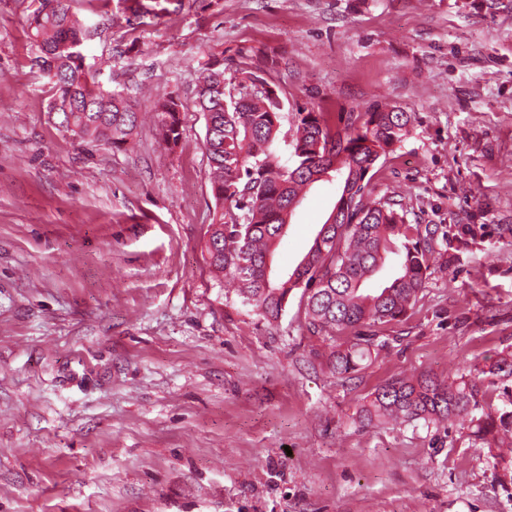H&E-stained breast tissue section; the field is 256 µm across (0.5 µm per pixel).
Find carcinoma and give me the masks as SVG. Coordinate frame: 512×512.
<instances>
[{
    "mask_svg": "<svg viewBox=\"0 0 512 512\" xmlns=\"http://www.w3.org/2000/svg\"><path fill=\"white\" fill-rule=\"evenodd\" d=\"M30 31L39 50L35 61L54 82L49 111L62 115L61 127L92 148L126 143L138 112L121 93L96 85L85 64L86 30L69 6L45 0ZM258 78L259 72L248 71L228 89L224 70L212 64L196 90L215 199L204 242L211 270L236 281L243 303L269 321L281 316L294 290L303 289L305 325L314 335L401 320L425 288L438 239L449 240L437 227L407 222L404 209L392 203L365 202L370 170L407 135L411 114L373 106L348 113L343 126L334 128L327 113L300 110L288 164L275 148L285 118L280 97L246 92ZM152 108L162 143L175 149L182 103L168 96L154 100ZM324 165L335 167L343 183L335 203L339 223L322 224L295 267L275 274L269 259L301 193L316 183L313 170ZM387 265L389 279L366 287ZM371 346V337L355 335L346 348L331 352V369L341 378L358 371ZM479 393V381L463 376L458 383L426 374L397 379L372 393L361 419L368 425L387 419L439 424L480 410L477 436L496 440L512 434V393L500 408L483 407Z\"/></svg>",
    "mask_w": 512,
    "mask_h": 512,
    "instance_id": "obj_1",
    "label": "carcinoma"
}]
</instances>
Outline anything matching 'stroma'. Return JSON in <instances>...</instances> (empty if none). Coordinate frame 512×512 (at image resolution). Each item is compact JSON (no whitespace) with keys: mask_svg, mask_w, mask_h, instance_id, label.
Instances as JSON below:
<instances>
[{"mask_svg":"<svg viewBox=\"0 0 512 512\" xmlns=\"http://www.w3.org/2000/svg\"><path fill=\"white\" fill-rule=\"evenodd\" d=\"M70 0L100 85L183 106L88 148L48 110L29 20L0 0V512H512V449L470 421L366 426L367 397L512 354V0ZM259 65L289 113H411L369 199L462 236L349 379L293 292L265 320L214 277L197 78ZM313 185L279 242L292 269L336 202ZM152 108L156 114V128L164 146L169 150L178 147L181 140L182 103L172 96L153 101Z\"/></svg>","mask_w":512,"mask_h":512,"instance_id":"1","label":"stroma"}]
</instances>
